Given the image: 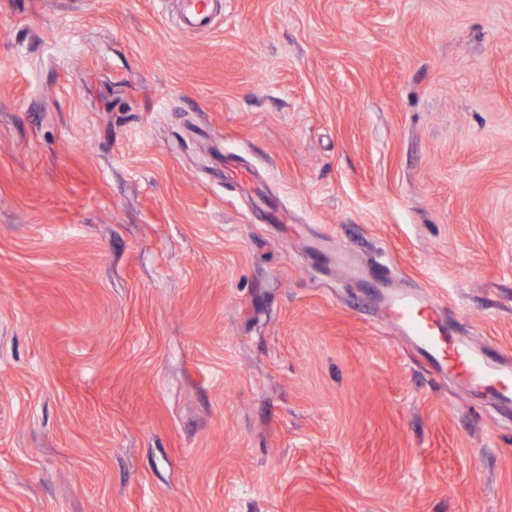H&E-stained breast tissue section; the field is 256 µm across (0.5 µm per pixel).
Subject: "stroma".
I'll use <instances>...</instances> for the list:
<instances>
[{
	"label": "stroma",
	"instance_id": "stroma-1",
	"mask_svg": "<svg viewBox=\"0 0 512 512\" xmlns=\"http://www.w3.org/2000/svg\"><path fill=\"white\" fill-rule=\"evenodd\" d=\"M312 237L512 353V0H0V512H512ZM185 5L184 15L191 25L204 27L211 21L213 4L211 0H182Z\"/></svg>",
	"mask_w": 512,
	"mask_h": 512
}]
</instances>
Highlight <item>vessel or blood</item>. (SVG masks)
<instances>
[{
  "label": "vessel or blood",
  "instance_id": "b4317fda",
  "mask_svg": "<svg viewBox=\"0 0 512 512\" xmlns=\"http://www.w3.org/2000/svg\"><path fill=\"white\" fill-rule=\"evenodd\" d=\"M191 25L210 23L212 0H182ZM320 264L364 288L390 327L423 354L442 376L452 375L465 392L512 412V355L493 349L449 321L446 311L422 291L400 287L386 264L366 262L349 248L311 245Z\"/></svg>",
  "mask_w": 512,
  "mask_h": 512
}]
</instances>
